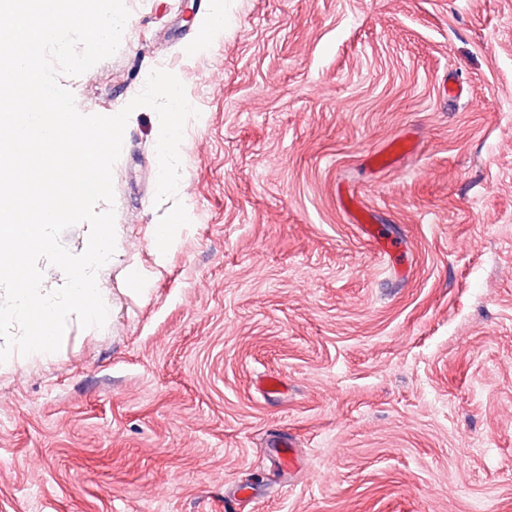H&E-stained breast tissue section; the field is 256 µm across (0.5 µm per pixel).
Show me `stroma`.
Here are the masks:
<instances>
[{
  "instance_id": "1",
  "label": "stroma",
  "mask_w": 512,
  "mask_h": 512,
  "mask_svg": "<svg viewBox=\"0 0 512 512\" xmlns=\"http://www.w3.org/2000/svg\"><path fill=\"white\" fill-rule=\"evenodd\" d=\"M210 2L124 0L60 79L197 114L160 203L131 115L104 327L0 366V512H512V0H225L201 45Z\"/></svg>"
}]
</instances>
